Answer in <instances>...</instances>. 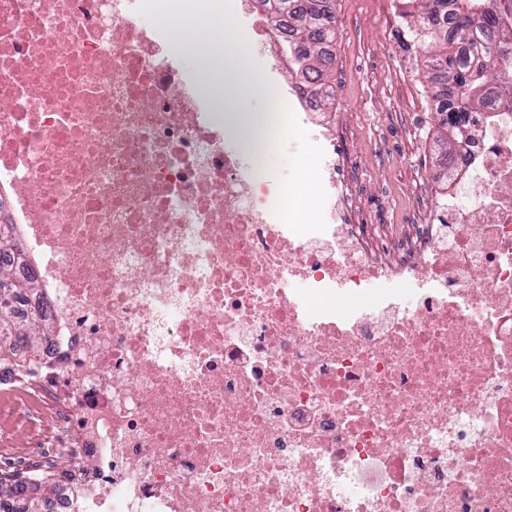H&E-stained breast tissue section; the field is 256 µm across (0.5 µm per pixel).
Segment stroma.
<instances>
[{"instance_id": "obj_1", "label": "stroma", "mask_w": 512, "mask_h": 512, "mask_svg": "<svg viewBox=\"0 0 512 512\" xmlns=\"http://www.w3.org/2000/svg\"><path fill=\"white\" fill-rule=\"evenodd\" d=\"M335 8L334 98L326 115L344 130L336 150L376 222L402 224L416 176L432 188L433 205H445L449 192L434 148L439 123H420L440 107L439 86L427 80L421 49L401 39L408 19L400 0H336ZM313 165L302 144L273 145L264 157L266 174L284 181ZM31 433L20 396H0V449L25 447Z\"/></svg>"}]
</instances>
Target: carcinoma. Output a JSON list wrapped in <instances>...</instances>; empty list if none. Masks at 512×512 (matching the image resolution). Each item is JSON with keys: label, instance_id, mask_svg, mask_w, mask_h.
<instances>
[{"label": "carcinoma", "instance_id": "obj_1", "mask_svg": "<svg viewBox=\"0 0 512 512\" xmlns=\"http://www.w3.org/2000/svg\"><path fill=\"white\" fill-rule=\"evenodd\" d=\"M261 5L275 4L276 11L288 17V28L294 38L289 73L309 89L311 99L322 105L332 102V74L335 56L329 51L336 41L334 0H259ZM413 10L407 38L422 49L424 63L431 78L448 77L452 81L442 87L441 143L445 160H451L470 127L469 114L481 112L492 88L504 83L512 85L494 65L497 52L512 47V27L501 25L502 16L512 13V0H406ZM11 252L14 259L25 261L8 225H0V251ZM0 331L21 337L29 348L36 349L42 326L34 322L29 331L16 329L10 310L0 302ZM53 494L50 481L41 479L24 483L0 468V512L16 497L28 502L27 512H42Z\"/></svg>", "mask_w": 512, "mask_h": 512}]
</instances>
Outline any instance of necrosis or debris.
<instances>
[{
	"label": "necrosis or debris",
	"mask_w": 512,
	"mask_h": 512,
	"mask_svg": "<svg viewBox=\"0 0 512 512\" xmlns=\"http://www.w3.org/2000/svg\"><path fill=\"white\" fill-rule=\"evenodd\" d=\"M157 0H0V213L24 245L0 393L47 434L48 512H512V100L490 95L406 224L362 199L288 82L310 145L301 220L175 64ZM242 33L288 68L286 19ZM321 301L319 310L307 298ZM31 281H10L0 282V331L9 332L12 335L21 337V340L27 342L30 349L37 348L39 335L43 333V328L38 322H33L29 327V332L21 329H15L11 323L10 310L5 303H2V287L5 288H30Z\"/></svg>",
	"instance_id": "necrosis-or-debris-1"
}]
</instances>
